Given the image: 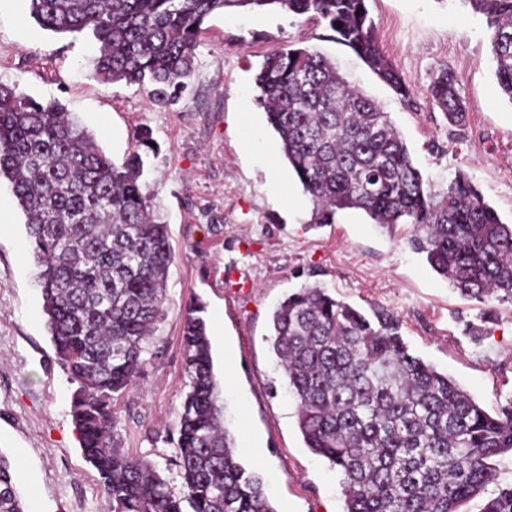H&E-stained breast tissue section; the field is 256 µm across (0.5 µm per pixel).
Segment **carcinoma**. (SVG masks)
Returning <instances> with one entry per match:
<instances>
[{
  "instance_id": "1",
  "label": "carcinoma",
  "mask_w": 512,
  "mask_h": 512,
  "mask_svg": "<svg viewBox=\"0 0 512 512\" xmlns=\"http://www.w3.org/2000/svg\"><path fill=\"white\" fill-rule=\"evenodd\" d=\"M468 2L492 29L495 77L512 101V0ZM249 5H276L325 24L410 101L409 85L378 44L366 0H30V11L55 34L91 31L99 50L91 76L148 83L165 106L188 87L205 19ZM255 84L280 152L310 196L314 223L357 209L383 226L410 224L413 249L462 297L512 304V225L464 171L447 189L432 188L388 113L316 50L269 53ZM457 84L443 67L428 87L451 127L466 120ZM143 170L137 152L115 164L60 102L0 84V176L26 217L51 340L77 383L71 413L81 449L114 512H276L224 428L199 299L182 324L190 386L178 415L183 494L116 438L115 401L136 384L165 313L173 261L167 227L154 218L140 182ZM270 342L307 447L341 475L343 512H459L492 484L482 512H512V482L500 481L495 463L512 455V399L486 412L411 352L393 312L377 307L366 315L312 284L275 308ZM0 512H26L1 452Z\"/></svg>"
}]
</instances>
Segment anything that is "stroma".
<instances>
[{
    "label": "stroma",
    "instance_id": "1",
    "mask_svg": "<svg viewBox=\"0 0 512 512\" xmlns=\"http://www.w3.org/2000/svg\"><path fill=\"white\" fill-rule=\"evenodd\" d=\"M29 0H0V83L78 115L115 163L147 128L153 151L141 181L168 227L174 260L165 317L144 355L138 385L119 396L118 438L156 465L173 493L178 414L188 390L181 351L190 302L207 304L224 421L241 463L258 472L276 512H342L339 475L307 448L296 401L267 336L275 307L319 283L362 311L392 310L410 349L448 374L487 412L512 397V305L461 297L408 244L407 224L387 229L360 210L312 221L313 205L254 98L266 54L319 50L350 85L373 98L436 188L464 170L512 224V101L501 92L492 31L468 0H367L382 50L412 89L402 101L323 25L281 9L210 15L186 95L161 107L148 88L91 75L87 34L57 35L32 18ZM448 66L466 122L451 130L427 87ZM25 217L0 177V452L29 512H112L85 460L71 415L76 388L46 325ZM474 324L480 341L466 332Z\"/></svg>",
    "mask_w": 512,
    "mask_h": 512
}]
</instances>
